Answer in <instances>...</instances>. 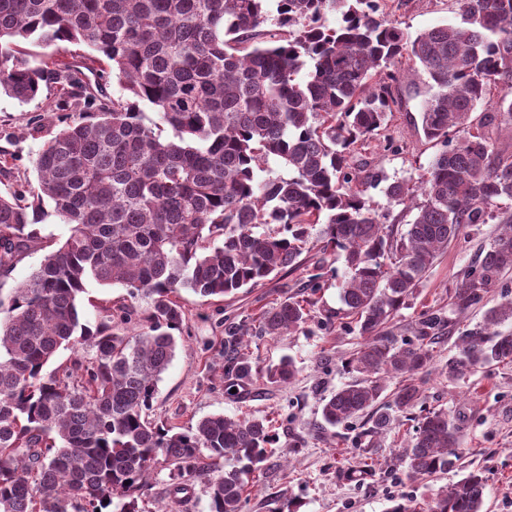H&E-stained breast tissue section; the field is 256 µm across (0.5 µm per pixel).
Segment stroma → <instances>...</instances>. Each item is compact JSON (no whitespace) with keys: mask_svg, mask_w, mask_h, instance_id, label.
<instances>
[{"mask_svg":"<svg viewBox=\"0 0 512 512\" xmlns=\"http://www.w3.org/2000/svg\"><path fill=\"white\" fill-rule=\"evenodd\" d=\"M390 19L414 35L456 22L459 16L451 0H400ZM397 93L403 109L393 114L386 133L403 143V152L392 153L383 140L373 139L362 147L361 155L388 179L414 180L440 150L439 144L426 140L419 120L422 104L429 96L426 74L401 82ZM58 103L52 86L44 87L35 101L26 104L0 94V154L7 155L10 168L8 175L0 174V193L36 185L33 160L42 140L29 130L35 124L47 123L48 113L57 112ZM499 231L496 224L466 225L398 311L396 323H410L432 307L450 309L452 296L476 254L489 248ZM319 256L316 249L303 254L295 271L233 296L202 298L180 290L184 320L176 332L178 348L158 384L150 420L185 428L215 413L232 418H269L281 454L250 482L243 512H277L286 497L300 501V512H386L394 497L429 499L474 469L485 472L487 512H512V363L452 383L441 373L449 358L457 354L462 333L482 324L485 309L497 306L503 294L512 291V271L502 276L498 286L487 289L480 306L464 315H452L448 332L434 347L431 366L415 377L422 394L416 413L441 408L459 424L460 461L432 478L410 479L403 471L379 467L356 482L339 475L352 461V431L337 429L335 437L328 440L312 432L320 418V398L350 381L345 363L363 342L354 325L333 327L325 322L326 311L341 306L339 282L346 272L342 255L328 254L330 276L317 293L307 289L308 275ZM291 295L313 296L309 320L289 335L250 336L246 353L257 370L282 356L291 357L297 369L295 378L286 385L256 378L248 391L228 397L224 393L225 323L252 321L261 310ZM130 302L126 288L92 282L80 300V318L93 327L101 319L102 306ZM297 437L303 445L290 451L288 445ZM147 483V494L138 501L141 512H208L209 489L204 482H191L179 500H172L171 470L165 462L156 463Z\"/></svg>","mask_w":512,"mask_h":512,"instance_id":"obj_1","label":"stroma"}]
</instances>
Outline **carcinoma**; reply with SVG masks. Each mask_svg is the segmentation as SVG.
<instances>
[{
  "instance_id": "1",
  "label": "carcinoma",
  "mask_w": 512,
  "mask_h": 512,
  "mask_svg": "<svg viewBox=\"0 0 512 512\" xmlns=\"http://www.w3.org/2000/svg\"><path fill=\"white\" fill-rule=\"evenodd\" d=\"M388 2L0 0V89L28 103L53 84L69 113L36 154L37 186L0 194L3 271L34 247L44 201L67 226L0 317V512H139L160 460L172 467L171 494L205 478L209 512H241L250 475L271 457L268 421L215 414L177 431L147 418L177 347L178 293L235 295L293 269L317 225L322 250L343 252L347 267L343 312L326 321L351 318L364 337L347 363L359 377L321 400L318 432L366 418L342 474L370 470L369 447L415 407L414 376L449 327L432 308L400 330L399 309L467 224L502 229L455 290L454 312L478 306L512 268V154L496 147L512 137V0H454L459 22L414 37L387 19ZM61 42L86 52L61 53ZM27 44L44 49L39 59ZM404 57L418 67L399 69ZM420 71L434 89L423 134L442 150L416 182L385 188L413 214L402 231L367 204L362 187L383 177L355 149L383 134L402 109L396 85ZM145 106L159 121L146 122ZM92 281L145 302L131 335L112 334L109 309L96 328L81 323ZM309 317L310 301L284 297L255 334L290 333ZM510 318L506 295L462 336L448 382L512 363V334L493 331ZM249 331L224 325L228 395L254 377ZM84 346L92 361L45 372L60 349ZM295 373L283 358L262 377L285 384ZM460 438L448 412L430 411L393 466L410 478L444 472ZM205 450L236 465L213 476ZM484 489L473 470L429 500L395 498L388 512H484Z\"/></svg>"
}]
</instances>
